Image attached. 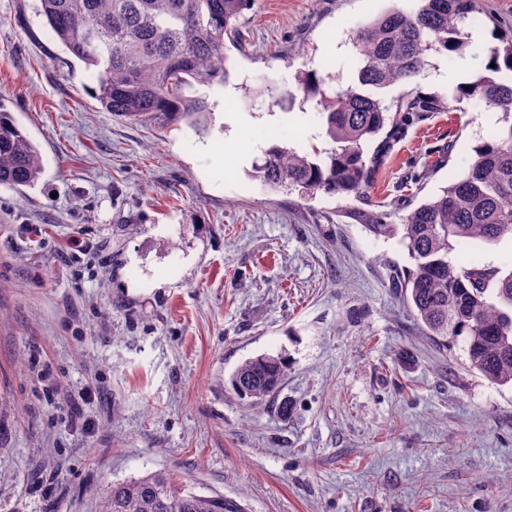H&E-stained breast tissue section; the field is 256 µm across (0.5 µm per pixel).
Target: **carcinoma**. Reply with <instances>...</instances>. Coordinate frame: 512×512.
Listing matches in <instances>:
<instances>
[{
    "label": "carcinoma",
    "instance_id": "cac0c4a2",
    "mask_svg": "<svg viewBox=\"0 0 512 512\" xmlns=\"http://www.w3.org/2000/svg\"><path fill=\"white\" fill-rule=\"evenodd\" d=\"M416 10L392 9L361 27L357 81L329 98L315 71L296 77L297 90L320 96L318 114L336 147L312 160L273 146L256 169L267 185L300 184L364 204L349 212L376 237L401 235L414 268L399 282L414 317L446 348L462 340L469 368L512 383V270L448 260L467 240L512 238V32L490 47L494 68L466 95L503 113L506 125L474 150L464 174L413 208L400 224L372 209L375 177L407 128L446 108L436 95L410 90L396 111L369 89L409 84L432 51L468 44L466 19L477 0H420ZM252 0H40V15L64 53L96 70V99L108 112L140 122L182 121L208 132L214 105L190 94L194 84L222 86L229 78L226 42L241 45L239 21ZM43 172L38 147L12 115L0 111V184L33 185ZM282 357L260 355L233 372L235 392L260 405L285 375ZM97 512H240L221 495L206 496L167 472L112 485Z\"/></svg>",
    "mask_w": 512,
    "mask_h": 512
}]
</instances>
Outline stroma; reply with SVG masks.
<instances>
[{"instance_id":"1","label":"stroma","mask_w":512,"mask_h":512,"mask_svg":"<svg viewBox=\"0 0 512 512\" xmlns=\"http://www.w3.org/2000/svg\"><path fill=\"white\" fill-rule=\"evenodd\" d=\"M39 6L0 0V108L44 166L34 186L0 185V512H95L164 469L244 512H512V385L430 338L394 285L407 249L350 218L355 200L255 173L272 146H332L314 100L284 109L256 89L314 70L342 91L358 28L417 0H253L228 82L197 89L215 105L203 138L102 109ZM468 29L411 84L448 107L376 176L392 223L503 125L458 90L486 72L478 34L512 31V0H479ZM408 87L376 95L394 108ZM449 258L508 271L512 240ZM264 353L287 371L253 407L228 379Z\"/></svg>"}]
</instances>
